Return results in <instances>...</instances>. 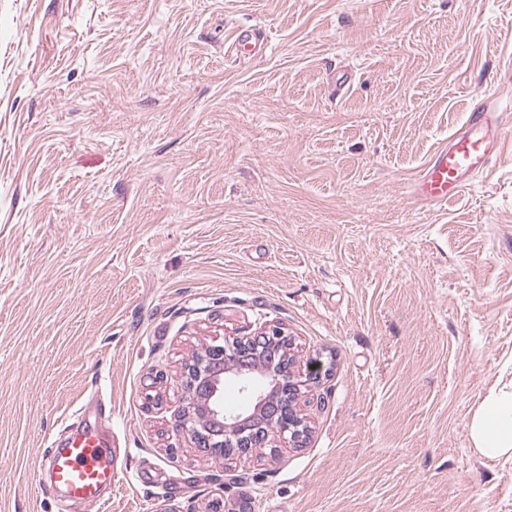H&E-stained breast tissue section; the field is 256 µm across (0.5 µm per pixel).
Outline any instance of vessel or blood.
<instances>
[{"mask_svg":"<svg viewBox=\"0 0 512 512\" xmlns=\"http://www.w3.org/2000/svg\"><path fill=\"white\" fill-rule=\"evenodd\" d=\"M500 117L494 97L484 98L447 143L434 152L411 183V196L441 206L469 188L502 151ZM41 464L56 487L78 500L103 505L102 492L112 484L113 468L108 444L97 433L74 434L65 447L50 449Z\"/></svg>","mask_w":512,"mask_h":512,"instance_id":"vessel-or-blood-1","label":"vessel or blood"}]
</instances>
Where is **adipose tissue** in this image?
<instances>
[{
    "instance_id": "adipose-tissue-1",
    "label": "adipose tissue",
    "mask_w": 512,
    "mask_h": 512,
    "mask_svg": "<svg viewBox=\"0 0 512 512\" xmlns=\"http://www.w3.org/2000/svg\"><path fill=\"white\" fill-rule=\"evenodd\" d=\"M473 448L487 459H512V380L480 401L468 424Z\"/></svg>"
}]
</instances>
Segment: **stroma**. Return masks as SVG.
<instances>
[{"label": "stroma", "mask_w": 512, "mask_h": 512, "mask_svg": "<svg viewBox=\"0 0 512 512\" xmlns=\"http://www.w3.org/2000/svg\"><path fill=\"white\" fill-rule=\"evenodd\" d=\"M511 71L512 0H0V512H88L37 475L76 425L100 512H512L467 432L512 378V112L475 187L409 193ZM262 323L309 435L208 456L183 369Z\"/></svg>", "instance_id": "stroma-1"}]
</instances>
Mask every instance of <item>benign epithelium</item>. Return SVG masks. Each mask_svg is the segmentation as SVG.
<instances>
[{
    "instance_id": "1",
    "label": "benign epithelium",
    "mask_w": 512,
    "mask_h": 512,
    "mask_svg": "<svg viewBox=\"0 0 512 512\" xmlns=\"http://www.w3.org/2000/svg\"><path fill=\"white\" fill-rule=\"evenodd\" d=\"M292 346L283 327L263 326L251 336L224 339L210 346L205 355L190 364L185 372L187 411L180 428L194 438L199 447L216 457L243 456L268 442V431L277 428L301 443L308 426L296 410L300 382L291 370ZM252 360L279 364L269 394H257L254 411L224 413V375Z\"/></svg>"
}]
</instances>
